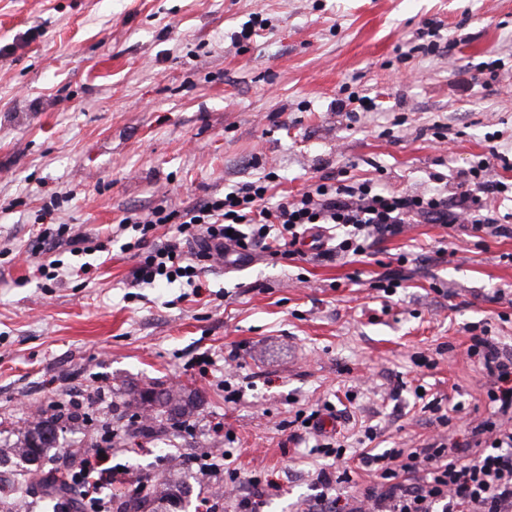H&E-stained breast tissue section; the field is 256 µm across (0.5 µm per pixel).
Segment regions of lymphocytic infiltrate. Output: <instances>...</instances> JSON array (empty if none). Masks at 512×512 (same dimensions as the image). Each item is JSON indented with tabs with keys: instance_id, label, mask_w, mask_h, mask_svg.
Wrapping results in <instances>:
<instances>
[{
	"instance_id": "1",
	"label": "lymphocytic infiltrate",
	"mask_w": 512,
	"mask_h": 512,
	"mask_svg": "<svg viewBox=\"0 0 512 512\" xmlns=\"http://www.w3.org/2000/svg\"><path fill=\"white\" fill-rule=\"evenodd\" d=\"M462 178L452 203L436 188L395 194L365 181L320 183L271 208L263 176L181 210L159 205L146 215L123 218L120 230H131L132 235L121 248L139 259L132 274L134 286L172 279L197 288L204 266L218 257L255 251L273 259L297 255L301 230L312 222L344 228L335 247L343 257L365 255L375 237L398 234L404 225L421 219L511 233L512 226L486 211L484 202L512 193V184L492 179L484 160ZM161 224L175 225V236L148 248L150 233ZM467 354L491 379L490 417L463 440H437L407 453L397 448L380 454L361 451L365 466L375 468L387 484V494L362 507L324 497L318 512H512V353L500 349L492 337L475 334Z\"/></svg>"
}]
</instances>
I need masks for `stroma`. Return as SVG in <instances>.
<instances>
[{
	"instance_id": "obj_1",
	"label": "stroma",
	"mask_w": 512,
	"mask_h": 512,
	"mask_svg": "<svg viewBox=\"0 0 512 512\" xmlns=\"http://www.w3.org/2000/svg\"><path fill=\"white\" fill-rule=\"evenodd\" d=\"M255 14L267 27L240 38ZM432 22L453 48L433 45ZM350 96L375 106L337 108ZM485 158L512 182V0H0V443L55 404L95 416L60 448H102L97 419L123 429L129 388L177 384L198 396L187 426L113 451L106 495L228 447L186 512H235L220 492L232 473L244 495L275 481L259 512L383 493L351 457L365 430L379 451L423 448L488 417L468 328L512 350V236L420 220L369 255L330 257L316 228L294 258L212 264L199 292L133 286L135 258L76 256L72 239H111L123 217L268 172L275 201L364 180L452 198ZM52 257L90 269L47 283L36 268ZM390 274L403 287L388 300L373 283ZM434 398L458 404L449 424L425 410ZM318 404L328 428L296 423ZM327 440L349 482L318 480L337 468L311 451Z\"/></svg>"
}]
</instances>
